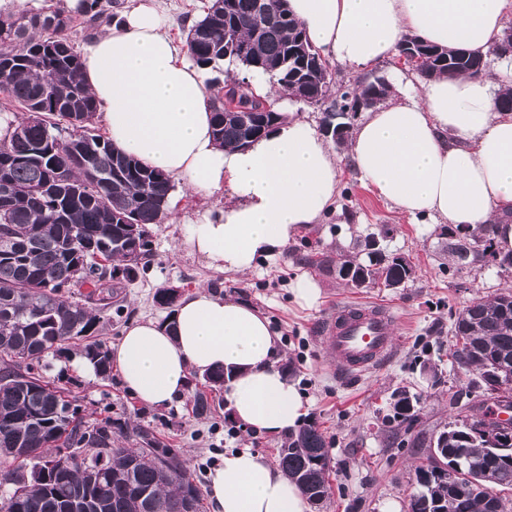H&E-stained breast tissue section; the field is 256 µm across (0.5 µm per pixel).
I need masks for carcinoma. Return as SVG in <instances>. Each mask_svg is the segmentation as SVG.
Here are the masks:
<instances>
[{
    "label": "carcinoma",
    "mask_w": 512,
    "mask_h": 512,
    "mask_svg": "<svg viewBox=\"0 0 512 512\" xmlns=\"http://www.w3.org/2000/svg\"><path fill=\"white\" fill-rule=\"evenodd\" d=\"M114 19L101 0H81L76 15L56 6L0 16L3 111L24 110L0 134V486H9L0 512H63L72 500L89 501L91 512H184L188 497L203 508L201 489L177 449L141 426L132 429L138 447H114L115 438L127 434L126 422L106 417L86 424L69 390L45 379L40 365L78 342L94 371L109 374L99 313L121 311L113 282H134L148 269L153 229L167 218L169 179L98 133V105L72 43L75 25L95 30ZM404 40L419 44L425 62L418 76L427 81L487 70L488 55L461 56L415 34ZM186 46L196 65L216 73L207 91L214 136L223 146L245 147L283 120L279 111H262L261 97L241 83L220 78L226 59L272 74L293 98L317 99L326 115L336 108L329 100L333 67L317 63L288 0H210L187 28ZM390 89L384 77L366 76L361 88H346L339 100L358 91L381 101ZM231 92L237 93L233 112L224 110ZM443 234L453 252L474 263L490 254L499 266L512 267V249L495 247L490 226L466 233L448 226ZM374 240L365 238L367 260L341 255L324 260L326 267L343 281L359 276L372 287L409 281L410 263L374 248ZM85 286L92 288L84 298L94 308L75 300V288ZM453 337V363L480 377L468 381V392L480 388L488 395L512 380V291L470 302L455 320ZM202 379L191 402L195 414L206 416L224 388V369ZM415 407L401 392L386 421L410 424ZM9 439L18 452L4 447ZM433 447L441 449V462L429 457L416 467L419 491L410 495L407 512H508L501 492L512 489V434L488 433L472 415L440 431ZM278 462L307 500L329 496L327 441L315 423L288 436ZM458 466L482 479L483 488L460 495Z\"/></svg>",
    "instance_id": "1"
}]
</instances>
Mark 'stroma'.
I'll return each instance as SVG.
<instances>
[{
	"label": "stroma",
	"mask_w": 512,
	"mask_h": 512,
	"mask_svg": "<svg viewBox=\"0 0 512 512\" xmlns=\"http://www.w3.org/2000/svg\"><path fill=\"white\" fill-rule=\"evenodd\" d=\"M336 156L338 196L331 212L321 223L303 228L288 251L260 260L246 275L215 271L190 251V222L219 198L187 193L179 221L155 227L150 266L121 288L122 312L107 320L100 339L109 347L131 321L167 318L154 294L171 285H205L227 298L250 302L265 312L279 335L284 346L280 364L308 398L307 420L326 437L331 491L319 512H383L391 502L407 506L415 489V469L428 457L435 435L465 414L449 404L450 395L469 379L448 356L453 322L473 299L512 290V269L491 261L470 265L459 260L441 225L410 217L380 198L353 170L347 148L337 149ZM370 234L380 248L410 261L414 274L404 287L354 288L316 265L319 256L351 251ZM302 279L318 288L315 300L308 303L295 294ZM354 301L387 308L395 319L397 342L385 362L350 378L339 370L318 327L333 308ZM46 375L71 390L85 421L112 416L132 427L153 429L189 463L218 462L225 452L241 448L273 462L278 459L281 439L231 432L224 409L198 417L185 397L168 408L148 406L126 391L118 371L87 376L75 365L73 353L53 359ZM402 390L417 395L420 403L409 431L396 436L384 420Z\"/></svg>",
	"instance_id": "1"
}]
</instances>
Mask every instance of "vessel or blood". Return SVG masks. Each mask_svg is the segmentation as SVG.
<instances>
[{
	"instance_id": "1",
	"label": "vessel or blood",
	"mask_w": 512,
	"mask_h": 512,
	"mask_svg": "<svg viewBox=\"0 0 512 512\" xmlns=\"http://www.w3.org/2000/svg\"><path fill=\"white\" fill-rule=\"evenodd\" d=\"M323 339L345 372L371 370L394 350V321L389 311L373 306L342 305L325 320Z\"/></svg>"
}]
</instances>
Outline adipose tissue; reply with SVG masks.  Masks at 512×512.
Wrapping results in <instances>:
<instances>
[{
	"mask_svg": "<svg viewBox=\"0 0 512 512\" xmlns=\"http://www.w3.org/2000/svg\"><path fill=\"white\" fill-rule=\"evenodd\" d=\"M310 43L355 70L397 55L405 34L487 53L512 0H288ZM83 79L116 149L174 184L167 212L185 191L226 192L192 223L191 250L211 267L246 273L282 253L336 201L339 166L308 123L287 116L251 147H220L206 102L205 74L181 52L157 0H138L83 54ZM512 67L407 86L368 112L349 145L353 169L380 197L413 216L474 229L494 225L512 248V113L497 111ZM127 391L157 408L172 405L190 372L231 370L224 402L242 431L288 435L308 401L279 366V339L261 311L207 287L184 290L170 319L130 322L112 347ZM213 512H306L288 476L263 454L226 452L208 472Z\"/></svg>",
	"mask_w": 512,
	"mask_h": 512,
	"instance_id": "obj_1",
	"label": "adipose tissue"
}]
</instances>
